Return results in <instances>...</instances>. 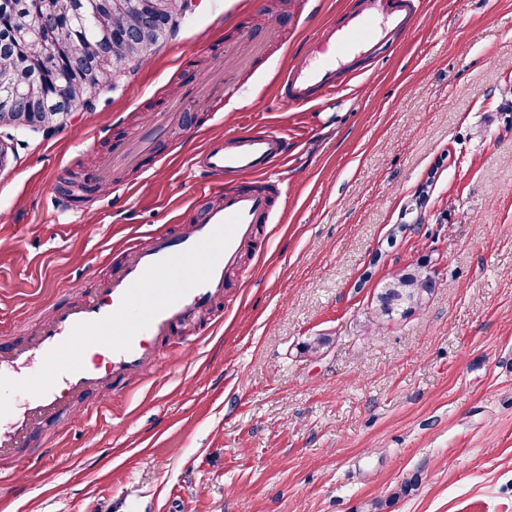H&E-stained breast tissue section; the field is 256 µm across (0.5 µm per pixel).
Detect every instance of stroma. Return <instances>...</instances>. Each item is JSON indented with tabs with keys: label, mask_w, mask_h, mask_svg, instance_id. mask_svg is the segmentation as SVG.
Here are the masks:
<instances>
[{
	"label": "stroma",
	"mask_w": 512,
	"mask_h": 512,
	"mask_svg": "<svg viewBox=\"0 0 512 512\" xmlns=\"http://www.w3.org/2000/svg\"><path fill=\"white\" fill-rule=\"evenodd\" d=\"M357 4L194 0L53 136L0 128L1 347L93 296L131 241L186 231L205 188L237 185L195 167L206 139L250 125L290 143L222 301L0 459V512H512V0H424L322 104L280 101L276 73ZM269 28L263 56L223 69L241 32ZM172 102L152 152L108 169ZM422 260L432 299L365 332L375 289ZM318 335L330 346L304 354Z\"/></svg>",
	"instance_id": "35a3bbf8"
}]
</instances>
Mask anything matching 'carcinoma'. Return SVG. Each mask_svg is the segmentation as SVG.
<instances>
[{"label": "carcinoma", "mask_w": 512, "mask_h": 512, "mask_svg": "<svg viewBox=\"0 0 512 512\" xmlns=\"http://www.w3.org/2000/svg\"><path fill=\"white\" fill-rule=\"evenodd\" d=\"M149 6V0H0V72H10L14 84L30 90L27 97L37 110L57 108L54 96L73 80L88 76L100 87L124 64L148 61L157 45L171 36L163 28L135 49L125 45L124 28L135 25ZM45 11L59 20V27L40 33L43 42L57 46L51 57L14 42L9 32L10 20ZM429 269V263L417 262L392 274L373 297L368 323L379 328L421 309L437 287Z\"/></svg>", "instance_id": "carcinoma-1"}]
</instances>
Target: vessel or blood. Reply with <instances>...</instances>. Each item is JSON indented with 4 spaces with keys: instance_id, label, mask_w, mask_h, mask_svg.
<instances>
[{
    "instance_id": "obj_1",
    "label": "vessel or blood",
    "mask_w": 512,
    "mask_h": 512,
    "mask_svg": "<svg viewBox=\"0 0 512 512\" xmlns=\"http://www.w3.org/2000/svg\"><path fill=\"white\" fill-rule=\"evenodd\" d=\"M419 5L420 0H360L279 73L278 97L310 105L335 91L337 75L357 58L374 57L393 32L409 29ZM149 147L148 134L138 132L115 153L131 163ZM287 152V136L249 129L227 142L209 141L197 165L244 180L270 175ZM270 217L267 193L244 184L223 190L186 232L154 233L148 246L132 248L126 264L94 297L51 311L36 336L0 349V388L24 390L21 399L0 398V458L25 447L34 426L66 411L74 395L150 368L159 339L223 297L224 280L236 269L243 245Z\"/></svg>"
}]
</instances>
